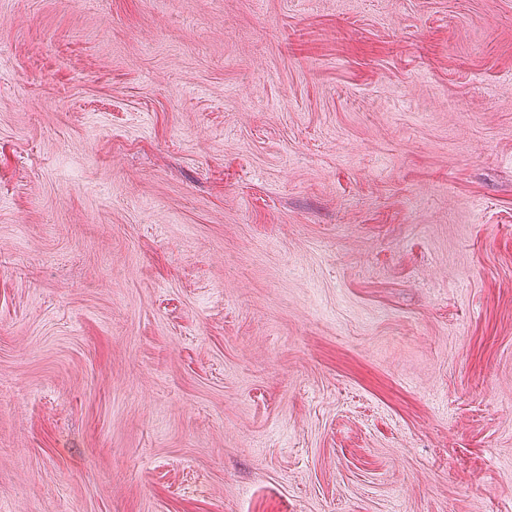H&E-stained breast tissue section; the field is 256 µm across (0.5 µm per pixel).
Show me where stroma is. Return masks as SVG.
<instances>
[{
	"mask_svg": "<svg viewBox=\"0 0 512 512\" xmlns=\"http://www.w3.org/2000/svg\"><path fill=\"white\" fill-rule=\"evenodd\" d=\"M0 512H512V0H0Z\"/></svg>",
	"mask_w": 512,
	"mask_h": 512,
	"instance_id": "1",
	"label": "stroma"
}]
</instances>
